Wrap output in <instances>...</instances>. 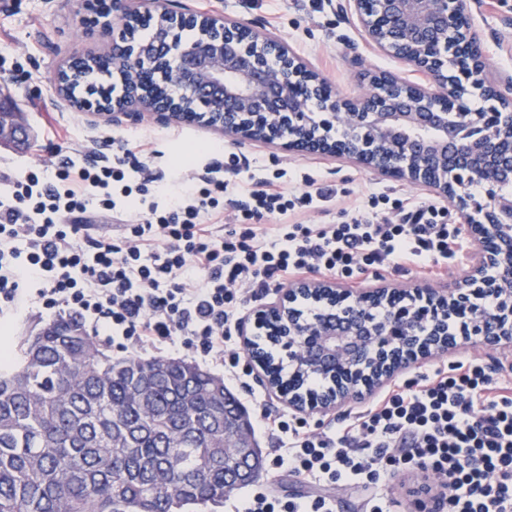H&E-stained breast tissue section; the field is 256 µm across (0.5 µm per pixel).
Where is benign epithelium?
I'll return each instance as SVG.
<instances>
[{
	"instance_id": "obj_1",
	"label": "benign epithelium",
	"mask_w": 512,
	"mask_h": 512,
	"mask_svg": "<svg viewBox=\"0 0 512 512\" xmlns=\"http://www.w3.org/2000/svg\"><path fill=\"white\" fill-rule=\"evenodd\" d=\"M368 47L427 75L423 85L391 71L359 73L362 93L342 99L291 48L241 21L189 11L171 0H112L113 19L103 21L112 56L122 62L125 91L107 104L82 97L75 105L92 125L121 126L200 120L244 141H286L288 149L336 155L331 131L343 129V159L382 177L427 187L450 199L470 234L478 262L453 287L422 291L424 305L398 301L386 286L344 296L324 281L288 285L271 311L281 318L280 344L294 352V370L336 374L319 398L288 393L297 411L327 413L361 400L385 385L406 361L396 347L426 331L419 358L440 355L473 340L494 352L512 345V81H492L482 60L467 0H345ZM165 28L194 23L200 36L164 45L131 37L139 13ZM80 57L65 61L57 77L69 102L66 78ZM475 95L487 105L473 109ZM29 128L12 98L0 93V142H15ZM491 296L490 310L475 299ZM309 298L320 306L313 321L293 304ZM395 302L388 318L375 305Z\"/></svg>"
}]
</instances>
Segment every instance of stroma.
Wrapping results in <instances>:
<instances>
[{"label": "stroma", "mask_w": 512, "mask_h": 512, "mask_svg": "<svg viewBox=\"0 0 512 512\" xmlns=\"http://www.w3.org/2000/svg\"><path fill=\"white\" fill-rule=\"evenodd\" d=\"M192 10L219 14L255 24L277 36L305 59L343 97L361 92L357 81L359 67L404 71V64L372 53L360 29L350 16L340 12V0H183ZM475 32L482 42L492 79L512 76V0H470ZM95 12L88 0H0V57L7 63H21L22 71L0 76V90L8 93L26 112L33 137L22 148L0 145V176L26 166L37 165L54 171L59 154L85 153L97 159L109 155L106 141L122 136L130 141H155L163 158L157 168L163 173L180 169L182 160H198L200 165L223 164L227 154L247 156L263 174L287 170L306 173L317 182L335 187L338 201L330 212L310 210L302 214L305 224H339L345 209L367 205L371 194L388 193L385 206L389 215H398L401 205L411 200L433 201L441 206L448 198L384 179L367 169L342 159L318 154H301L284 146L262 142L236 143L223 134L200 125L154 123L126 124L120 127L91 126L84 113L60 99L56 73L63 60L76 55L107 51L100 26H88ZM68 127L70 137L58 144L53 133ZM473 259L449 264L444 275L425 278L420 269L407 267L392 274L386 268L372 270L369 277L337 280L341 289L369 291L390 286L411 291L417 288L441 289L468 276ZM493 355L480 346L466 343L453 353L418 361L399 373L407 380L426 373L432 366L451 367L458 362L477 360L491 365Z\"/></svg>", "instance_id": "obj_1"}]
</instances>
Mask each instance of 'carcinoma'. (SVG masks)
<instances>
[{"mask_svg":"<svg viewBox=\"0 0 512 512\" xmlns=\"http://www.w3.org/2000/svg\"><path fill=\"white\" fill-rule=\"evenodd\" d=\"M251 353L278 369L259 337ZM253 428L224 379L180 358L114 357L71 316L27 337L0 368V512H188L224 505V420Z\"/></svg>","mask_w":512,"mask_h":512,"instance_id":"cac0c4a2","label":"carcinoma"}]
</instances>
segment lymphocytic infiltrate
<instances>
[{"label": "lymphocytic infiltrate", "mask_w": 512, "mask_h": 512, "mask_svg": "<svg viewBox=\"0 0 512 512\" xmlns=\"http://www.w3.org/2000/svg\"><path fill=\"white\" fill-rule=\"evenodd\" d=\"M111 146L101 165L68 156L54 178L27 168L0 182V319L38 303L135 348L177 336L245 385L249 304L288 278L409 264L438 276L465 249L433 202L409 203L395 221L356 207L340 224H297L334 205L335 189L306 175L304 191H292L234 153L223 167L167 180L153 168V143ZM228 205L242 223H225ZM90 210L111 212L116 242L88 236L80 216ZM257 427L278 441L269 471L320 491L283 497L257 482L232 512H336L325 493L336 485L362 490L363 512H392L379 491L391 468L447 478L436 512H512V379L477 361L390 384L358 416L327 425L262 400Z\"/></svg>", "instance_id": "lymphocytic-infiltrate-1"}]
</instances>
